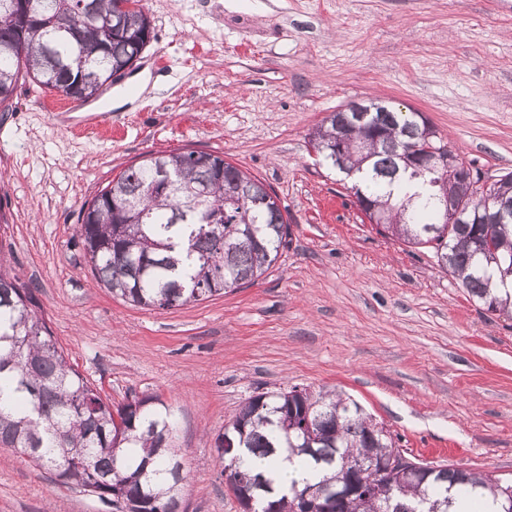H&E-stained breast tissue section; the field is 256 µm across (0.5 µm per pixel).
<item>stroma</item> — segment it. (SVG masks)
Returning <instances> with one entry per match:
<instances>
[{"label": "stroma", "instance_id": "stroma-1", "mask_svg": "<svg viewBox=\"0 0 512 512\" xmlns=\"http://www.w3.org/2000/svg\"><path fill=\"white\" fill-rule=\"evenodd\" d=\"M134 72L86 102L32 81L0 112V262L114 404L159 396L188 464L178 512H242L214 439L252 395L343 392L428 461L512 475V318L427 249L370 224L308 134L348 102L423 113L484 175L512 170V0H142ZM158 81L138 93L143 78ZM223 154L276 193L290 236L252 285L164 311L113 297L85 202L151 152ZM0 512H125L0 447Z\"/></svg>", "mask_w": 512, "mask_h": 512}]
</instances>
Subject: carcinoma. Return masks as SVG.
<instances>
[{"label":"carcinoma","mask_w":512,"mask_h":512,"mask_svg":"<svg viewBox=\"0 0 512 512\" xmlns=\"http://www.w3.org/2000/svg\"><path fill=\"white\" fill-rule=\"evenodd\" d=\"M0 0V112L10 110L22 77L68 98L89 99L114 72L147 46L150 17L141 0ZM76 17L75 32L65 21ZM369 122L383 140L347 151L356 200L380 216L383 229L413 246H428L470 299L489 313L512 315V220L486 224L443 221L431 179L449 183L443 168L414 180L408 151L446 153L448 143L431 125H413L381 101H369ZM349 116L337 111L309 134L320 161L336 168L327 147ZM175 174L167 191L152 187L160 169ZM473 196L458 205L474 216L485 197L512 192V171L487 186L481 172L463 165ZM274 193L219 153L194 149L150 152L85 203L78 233L85 258L113 296L141 308L168 310L203 301L254 282L287 245L289 225ZM235 447L214 441L230 490L242 485L254 496L251 512H297L305 494L319 496L316 512H449L456 488L481 489L512 512V480L437 465L404 479H377L372 464L402 453L391 433L334 389L293 387L249 397L228 422ZM173 413L157 396L118 406L103 399L56 346L32 290L0 267V447L28 448L39 468L100 500L120 499L131 512H177L187 479L172 443ZM296 459L312 476L277 488L270 471L250 460Z\"/></svg>","instance_id":"cac0c4a2"}]
</instances>
